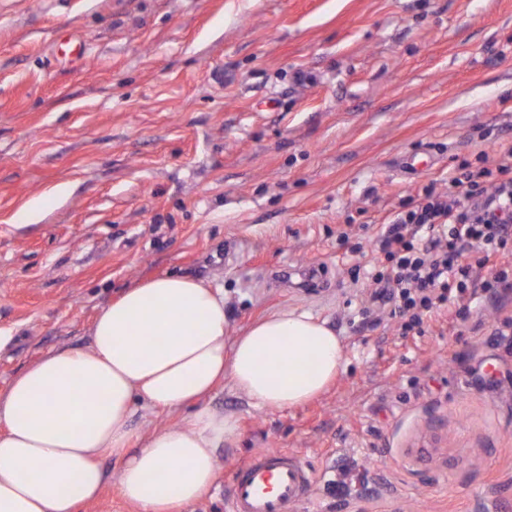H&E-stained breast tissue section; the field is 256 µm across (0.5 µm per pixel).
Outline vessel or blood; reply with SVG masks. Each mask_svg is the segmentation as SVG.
<instances>
[{"label": "vessel or blood", "instance_id": "1", "mask_svg": "<svg viewBox=\"0 0 512 512\" xmlns=\"http://www.w3.org/2000/svg\"><path fill=\"white\" fill-rule=\"evenodd\" d=\"M312 483L310 473L287 452L269 448L239 462L231 474L226 512H291Z\"/></svg>", "mask_w": 512, "mask_h": 512}]
</instances>
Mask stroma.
<instances>
[{
	"label": "stroma",
	"mask_w": 512,
	"mask_h": 512,
	"mask_svg": "<svg viewBox=\"0 0 512 512\" xmlns=\"http://www.w3.org/2000/svg\"><path fill=\"white\" fill-rule=\"evenodd\" d=\"M511 148L512 0H0V394L122 290L188 275L229 336L307 310L344 367L280 411L218 386L239 435L183 512H224L264 448L313 475L294 512H512V292L402 336L350 274L423 187ZM307 265L318 288L274 278Z\"/></svg>",
	"instance_id": "obj_1"
}]
</instances>
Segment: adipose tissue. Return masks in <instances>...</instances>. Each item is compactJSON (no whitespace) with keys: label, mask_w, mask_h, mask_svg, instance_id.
I'll list each match as a JSON object with an SVG mask.
<instances>
[{"label":"adipose tissue","mask_w":512,"mask_h":512,"mask_svg":"<svg viewBox=\"0 0 512 512\" xmlns=\"http://www.w3.org/2000/svg\"><path fill=\"white\" fill-rule=\"evenodd\" d=\"M222 288L152 277L98 313L86 351L48 354L0 396V512H74L101 496L106 458L137 512H177L214 484L238 417L203 406L218 384L251 407L283 410L324 393L344 364L333 327L306 310L255 321L227 341ZM193 412L139 434L137 411Z\"/></svg>","instance_id":"adipose-tissue-1"}]
</instances>
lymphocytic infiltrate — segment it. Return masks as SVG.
Instances as JSON below:
<instances>
[{"label": "lymphocytic infiltrate", "mask_w": 512, "mask_h": 512, "mask_svg": "<svg viewBox=\"0 0 512 512\" xmlns=\"http://www.w3.org/2000/svg\"><path fill=\"white\" fill-rule=\"evenodd\" d=\"M389 269L373 274L376 299L395 300L402 334L421 330L435 309L481 289L490 298L512 289V278L479 269L512 256V149L495 167L462 162L447 192L428 186L421 202L398 213L376 241Z\"/></svg>", "instance_id": "f902f5d3"}]
</instances>
